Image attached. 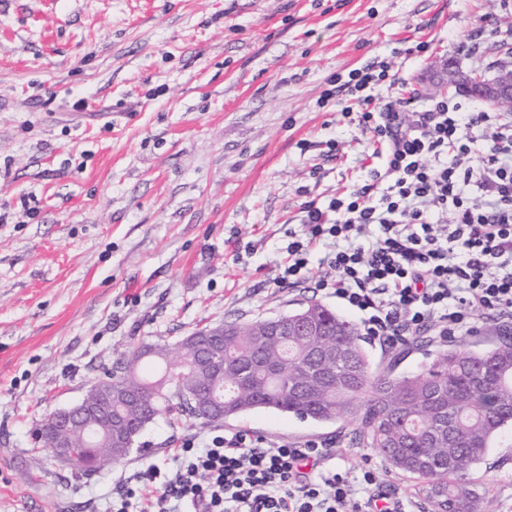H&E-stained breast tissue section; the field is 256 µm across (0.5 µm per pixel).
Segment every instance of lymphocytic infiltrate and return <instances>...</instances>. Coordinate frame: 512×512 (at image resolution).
Listing matches in <instances>:
<instances>
[{
    "label": "lymphocytic infiltrate",
    "instance_id": "f902f5d3",
    "mask_svg": "<svg viewBox=\"0 0 512 512\" xmlns=\"http://www.w3.org/2000/svg\"><path fill=\"white\" fill-rule=\"evenodd\" d=\"M387 62L349 71L333 88L359 114L384 168L321 205H302L303 234H290L278 278L315 284L360 316L365 335L390 347L422 333L442 340L481 321L512 325V117L454 99L410 111L409 100L381 101L375 86ZM329 241L311 281L310 257ZM328 443H280L239 431L186 440L176 467L138 471L112 498V512L158 497L160 512H406L361 479L329 468Z\"/></svg>",
    "mask_w": 512,
    "mask_h": 512
}]
</instances>
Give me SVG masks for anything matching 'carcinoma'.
I'll list each match as a JSON object with an SVG mask.
<instances>
[{"label": "carcinoma", "instance_id": "carcinoma-1", "mask_svg": "<svg viewBox=\"0 0 512 512\" xmlns=\"http://www.w3.org/2000/svg\"><path fill=\"white\" fill-rule=\"evenodd\" d=\"M310 332L281 336L265 320L222 322L198 328L181 344L183 370L167 368L154 377L139 364H168L161 344L133 347L117 359L86 395L112 400L114 420L144 433L162 413L174 410L202 424L228 420L256 409H271L300 419L342 421L352 426L348 444L375 449L389 469L418 481V493L436 503L431 488H441L448 512H475L465 478L500 436L512 432V335L502 334L489 348L450 347L418 373L375 369L356 323L336 311L310 303L295 311ZM224 331V376L192 362L190 342ZM345 363L325 365L327 382L315 380L314 358L336 344ZM137 393L133 404L126 395ZM118 429L90 439L72 432L67 463L92 477L123 459ZM114 447L112 455L105 449Z\"/></svg>", "mask_w": 512, "mask_h": 512}]
</instances>
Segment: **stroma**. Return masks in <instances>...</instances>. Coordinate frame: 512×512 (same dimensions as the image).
<instances>
[{"mask_svg":"<svg viewBox=\"0 0 512 512\" xmlns=\"http://www.w3.org/2000/svg\"><path fill=\"white\" fill-rule=\"evenodd\" d=\"M41 8L0 0V512H110L122 482L151 464L169 471L185 438L238 430L329 442L337 467L372 470L381 490L432 512L412 479L348 447L338 422L164 414L90 478L38 428L129 345L174 347L208 324L311 302L348 315L335 296L276 281L303 202L383 164L357 116L324 102L330 78L387 61L396 82L376 94L422 109L442 96L433 77L446 64L488 77L512 64V0H58L31 25ZM501 332L488 321L451 343L366 349L402 374ZM469 480L477 512H512V440Z\"/></svg>","mask_w":512,"mask_h":512,"instance_id":"obj_1","label":"stroma"}]
</instances>
